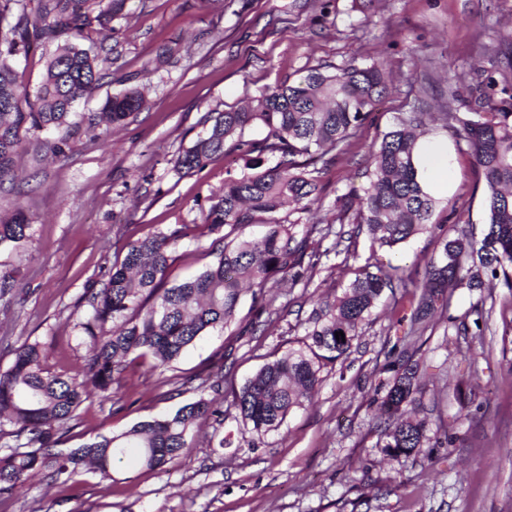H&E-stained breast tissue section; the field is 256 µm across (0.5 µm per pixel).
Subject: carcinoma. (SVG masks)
<instances>
[{
    "label": "carcinoma",
    "mask_w": 512,
    "mask_h": 512,
    "mask_svg": "<svg viewBox=\"0 0 512 512\" xmlns=\"http://www.w3.org/2000/svg\"><path fill=\"white\" fill-rule=\"evenodd\" d=\"M127 0H36L27 12L22 0H0V174L11 170L29 134L64 131L53 151L64 152L73 124L74 103L90 93L116 63L114 49L98 44L93 33L123 15ZM57 43L48 59L35 95L18 81L14 57L35 43ZM393 89L387 64L376 59L366 65L349 63L330 72L307 69L292 83L265 89L255 104L230 108L208 117L204 135L178 154L177 172L202 170L216 157L239 152L249 157L248 171L227 174L221 191L208 198L204 223L214 239L216 260L195 276L167 285L172 248L191 236L188 224H174L127 242L122 262L112 266L101 285L85 288V314L77 323L79 339L91 356L81 374L68 376L46 367L47 349L40 342H23L12 364L0 371V427H15L12 435L26 442L0 448V500H10L28 487L34 474L51 482L77 484L92 472L106 479L112 467L133 453L149 468H160L193 448L191 434L208 422L215 447L231 444L219 436L224 426V396L219 374L183 379V387L213 397L179 406L174 412L135 423L111 436H99L76 448L59 447L62 430L78 419L81 405L94 394L112 393L127 384L134 367L152 373L168 367L200 336L222 332L236 320L242 284L261 299L266 319L250 325L253 336L264 335L280 318L277 295L268 284L276 276L308 286L320 256L309 250L313 237L335 236L340 245L351 231L327 224H307L281 216L285 205L303 213L320 200L321 169L315 162L337 157ZM146 104L136 87L108 97L101 118L113 126ZM429 113L419 104L372 145V164L361 191L338 197L343 215L363 226L373 244L393 248L432 228L436 199L419 171V133ZM446 122L458 125L484 183L486 229L477 240L466 234L440 239V249L424 267L423 292L411 313L412 332H423L432 314L447 303L450 288L482 289L501 280L512 288V79L493 76L448 75ZM263 127L261 140L244 139L250 125ZM272 158L275 163L265 164ZM257 215H268L267 231L258 238L239 235ZM31 224L18 207L0 217V249H15L30 237ZM405 283L398 266L359 270L341 296L323 300L312 316L304 347L265 363L239 389L232 391L243 430L263 435L279 429L287 416L308 401L321 382L322 368L345 355L386 288ZM343 332L338 339L335 333ZM391 377L378 383L385 417L383 452L396 461L422 447L427 421L407 417L402 407L416 401L419 369L397 356L387 366Z\"/></svg>",
    "instance_id": "carcinoma-1"
}]
</instances>
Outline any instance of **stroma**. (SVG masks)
Here are the masks:
<instances>
[{
  "mask_svg": "<svg viewBox=\"0 0 512 512\" xmlns=\"http://www.w3.org/2000/svg\"><path fill=\"white\" fill-rule=\"evenodd\" d=\"M233 13L225 0H128L124 17L102 30L120 58L112 73L74 110L79 129L64 154L53 155L48 134L28 137L12 173L0 177V215L23 208L31 238L0 251V276L13 278L0 293V369L24 340L51 348L49 367L77 374L89 356L77 339L82 295L126 253V238L169 224H191L192 237L172 252L170 281L201 272L214 260L201 207L224 186L227 172H244L241 155L217 157L194 173L173 160L191 146L213 112L244 105L259 91L292 82L312 66L364 65L383 57L394 92L372 113L348 154L322 168L320 207L304 224L337 220V196L361 188L369 148L412 108L415 99L440 112L447 74L493 71V54L512 33V0H246ZM139 86L146 107L120 126L88 128L107 96ZM426 141L448 149V178L432 187L440 223L391 249L366 234L323 255L309 286L275 279L283 312L266 336L213 332L189 347L170 369L189 376L222 368L231 394L264 363L299 348L320 299L341 295L366 265L398 266L403 287L384 291L351 349L323 368L311 400L283 426L238 436V413L224 408L233 444L209 446L203 425L191 451L160 469L131 463L112 477L89 473L79 488L33 480L28 493L0 504V512H512V289L497 283L485 330L473 325L479 292L450 289L423 335H407L398 320L423 281L439 239L485 228L483 183L452 127L427 121ZM470 222L443 223L446 211ZM406 352L424 372L414 409L428 421L430 441L397 462L378 442L375 388L385 378L391 349ZM163 374L131 373L116 410L95 396L70 422L63 447L117 434L134 423L170 413L198 399L189 391L168 398Z\"/></svg>",
  "mask_w": 512,
  "mask_h": 512,
  "instance_id": "1",
  "label": "stroma"
}]
</instances>
